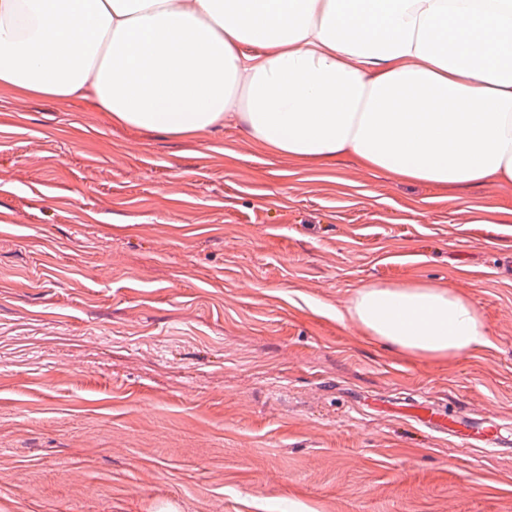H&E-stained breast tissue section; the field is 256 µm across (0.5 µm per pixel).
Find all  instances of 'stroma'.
<instances>
[{
	"mask_svg": "<svg viewBox=\"0 0 512 512\" xmlns=\"http://www.w3.org/2000/svg\"><path fill=\"white\" fill-rule=\"evenodd\" d=\"M459 357L346 306L447 287ZM497 416L455 447L398 402ZM0 512H512V183L289 157L0 86ZM349 318L386 347L427 358L460 356L485 342L477 308L429 284L359 287L346 308Z\"/></svg>",
	"mask_w": 512,
	"mask_h": 512,
	"instance_id": "stroma-1",
	"label": "stroma"
}]
</instances>
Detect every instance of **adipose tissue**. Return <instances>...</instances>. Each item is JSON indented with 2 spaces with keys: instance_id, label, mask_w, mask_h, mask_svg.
Segmentation results:
<instances>
[{
  "instance_id": "1",
  "label": "adipose tissue",
  "mask_w": 512,
  "mask_h": 512,
  "mask_svg": "<svg viewBox=\"0 0 512 512\" xmlns=\"http://www.w3.org/2000/svg\"><path fill=\"white\" fill-rule=\"evenodd\" d=\"M0 0V85L92 94L117 122L353 156L434 186L512 181V0ZM349 318L427 358L484 343L477 308L428 284L359 287Z\"/></svg>"
}]
</instances>
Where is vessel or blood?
Listing matches in <instances>:
<instances>
[{"instance_id": "b4317fda", "label": "vessel or blood", "mask_w": 512, "mask_h": 512, "mask_svg": "<svg viewBox=\"0 0 512 512\" xmlns=\"http://www.w3.org/2000/svg\"><path fill=\"white\" fill-rule=\"evenodd\" d=\"M408 416L418 427L455 438L459 447L490 450L500 444L495 426L476 421L463 408L446 409L431 399L413 402Z\"/></svg>"}]
</instances>
